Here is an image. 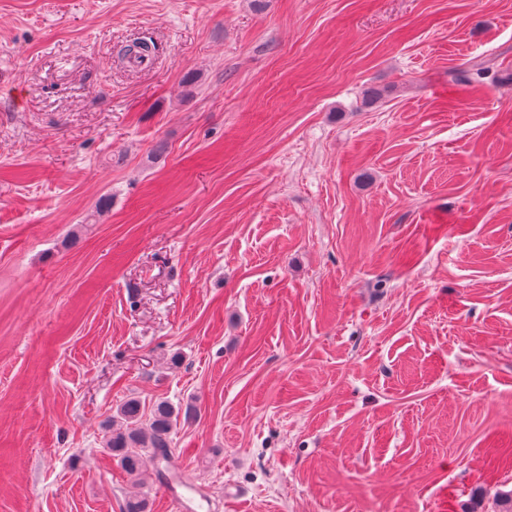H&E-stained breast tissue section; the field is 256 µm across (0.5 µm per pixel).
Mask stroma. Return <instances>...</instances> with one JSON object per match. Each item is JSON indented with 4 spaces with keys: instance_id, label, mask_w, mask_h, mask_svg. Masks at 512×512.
Listing matches in <instances>:
<instances>
[{
    "instance_id": "35a3bbf8",
    "label": "stroma",
    "mask_w": 512,
    "mask_h": 512,
    "mask_svg": "<svg viewBox=\"0 0 512 512\" xmlns=\"http://www.w3.org/2000/svg\"><path fill=\"white\" fill-rule=\"evenodd\" d=\"M130 399L192 408L139 478ZM177 479L497 512L512 0H0V512H172Z\"/></svg>"
}]
</instances>
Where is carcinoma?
I'll return each mask as SVG.
<instances>
[{
	"label": "carcinoma",
	"instance_id": "1",
	"mask_svg": "<svg viewBox=\"0 0 512 512\" xmlns=\"http://www.w3.org/2000/svg\"><path fill=\"white\" fill-rule=\"evenodd\" d=\"M117 418L122 421L112 428L106 446L120 456L127 473L137 475L144 468L143 449L150 448L154 456L168 461V436L177 426L179 411L170 403L155 404L148 420H142L141 406L136 400H129L120 407Z\"/></svg>",
	"mask_w": 512,
	"mask_h": 512
}]
</instances>
